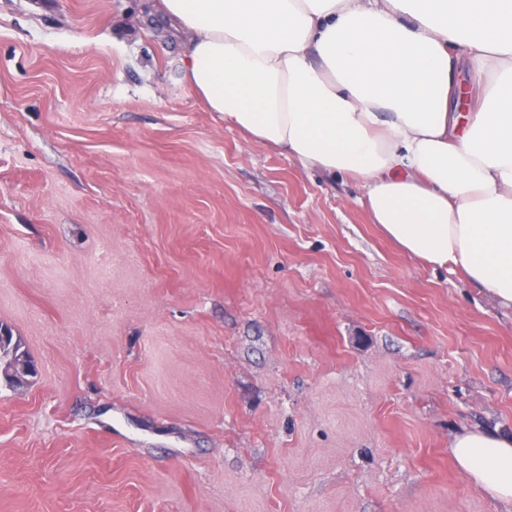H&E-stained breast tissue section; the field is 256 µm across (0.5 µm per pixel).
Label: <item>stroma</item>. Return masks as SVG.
<instances>
[{
    "mask_svg": "<svg viewBox=\"0 0 512 512\" xmlns=\"http://www.w3.org/2000/svg\"><path fill=\"white\" fill-rule=\"evenodd\" d=\"M155 0H0V512H499L512 309L224 128ZM33 364L28 357L8 354L0 350V375L11 382H24L33 373ZM456 466L483 490L501 512L512 511V435L481 427L463 426L448 438Z\"/></svg>",
    "mask_w": 512,
    "mask_h": 512,
    "instance_id": "obj_1",
    "label": "stroma"
}]
</instances>
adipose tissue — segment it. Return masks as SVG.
<instances>
[{
  "mask_svg": "<svg viewBox=\"0 0 512 512\" xmlns=\"http://www.w3.org/2000/svg\"><path fill=\"white\" fill-rule=\"evenodd\" d=\"M182 79L225 127L349 174L372 223L512 308V0H157ZM468 70L469 112L455 89ZM456 466L512 512V436L463 426Z\"/></svg>",
  "mask_w": 512,
  "mask_h": 512,
  "instance_id": "ef3b65f1",
  "label": "adipose tissue"
}]
</instances>
